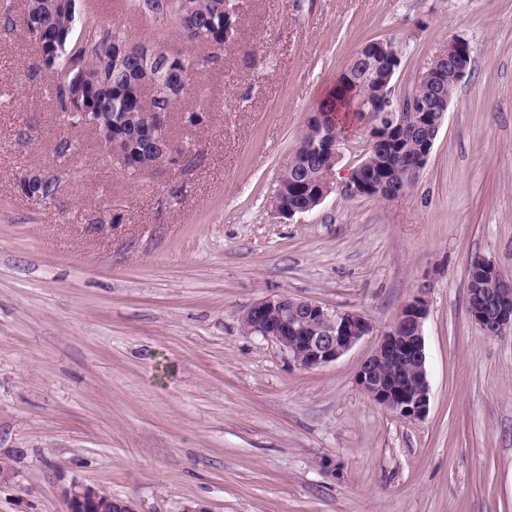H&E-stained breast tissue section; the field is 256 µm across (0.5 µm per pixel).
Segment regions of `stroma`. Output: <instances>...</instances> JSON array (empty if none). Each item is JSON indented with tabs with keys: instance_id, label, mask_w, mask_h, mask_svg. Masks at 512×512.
Instances as JSON below:
<instances>
[{
	"instance_id": "obj_1",
	"label": "stroma",
	"mask_w": 512,
	"mask_h": 512,
	"mask_svg": "<svg viewBox=\"0 0 512 512\" xmlns=\"http://www.w3.org/2000/svg\"><path fill=\"white\" fill-rule=\"evenodd\" d=\"M130 34L153 24L78 0ZM212 98L179 166L138 177L64 125L22 30L0 46V512H64L74 480L138 512H512V328L470 318L467 273L512 278V0H238ZM458 86L425 166L392 200L272 206L308 115L367 42L393 44L396 95L454 37ZM74 156L57 160L60 138ZM55 170L39 203L19 187ZM113 214L112 226L98 222ZM430 407L406 421L356 384L417 291ZM274 293L367 315L373 331L304 370L244 334Z\"/></svg>"
}]
</instances>
